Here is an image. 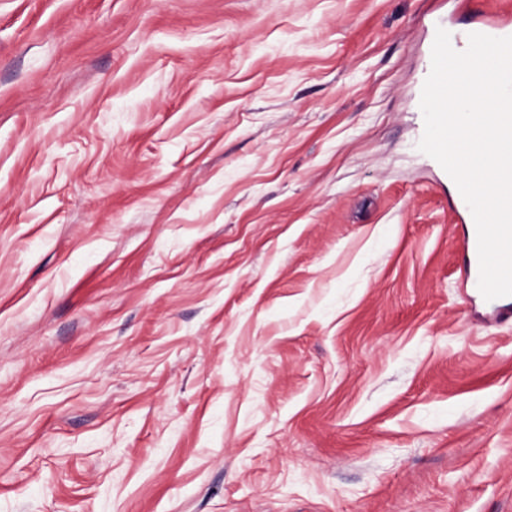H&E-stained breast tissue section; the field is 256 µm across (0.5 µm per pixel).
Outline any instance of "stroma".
Here are the masks:
<instances>
[{"label": "stroma", "mask_w": 512, "mask_h": 512, "mask_svg": "<svg viewBox=\"0 0 512 512\" xmlns=\"http://www.w3.org/2000/svg\"><path fill=\"white\" fill-rule=\"evenodd\" d=\"M436 16L512 0H0V512H512ZM457 198H458V205L461 210V212L466 216L469 224H471V231L467 232V237L465 240V252L467 255V268H466V275L467 279L471 282V284L475 288L478 287L479 282V262H478V247H477V233H476V226L475 222L471 213V210L467 203L465 202L464 198L462 197L461 193L459 192L457 188Z\"/></svg>", "instance_id": "35a3bbf8"}]
</instances>
